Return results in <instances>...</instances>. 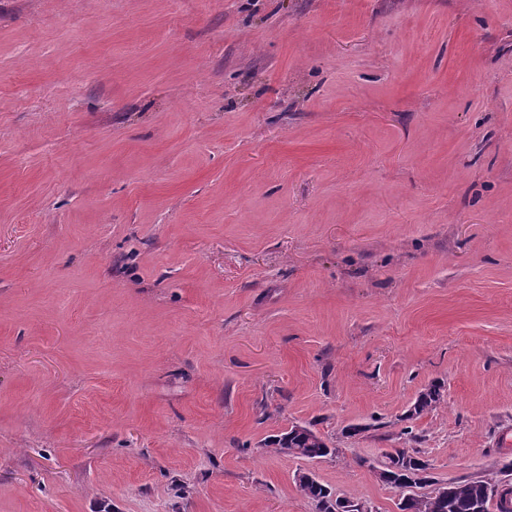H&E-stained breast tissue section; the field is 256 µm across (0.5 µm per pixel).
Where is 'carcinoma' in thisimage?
I'll return each instance as SVG.
<instances>
[{
  "instance_id": "carcinoma-1",
  "label": "carcinoma",
  "mask_w": 512,
  "mask_h": 512,
  "mask_svg": "<svg viewBox=\"0 0 512 512\" xmlns=\"http://www.w3.org/2000/svg\"><path fill=\"white\" fill-rule=\"evenodd\" d=\"M442 400V385L431 384L420 393L409 416H419L434 409ZM278 454L307 460L322 459L336 452L312 430L294 425L264 443ZM382 482L402 492L400 512H512V486L493 477L452 480L439 483L430 475L429 464L414 448H395L385 454ZM297 483L305 496L315 501L319 512H354L358 503L347 498H333L332 492L307 472L298 473ZM433 486L427 494L416 488Z\"/></svg>"
}]
</instances>
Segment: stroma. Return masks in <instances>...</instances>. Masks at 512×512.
<instances>
[{
	"label": "stroma",
	"instance_id": "1",
	"mask_svg": "<svg viewBox=\"0 0 512 512\" xmlns=\"http://www.w3.org/2000/svg\"><path fill=\"white\" fill-rule=\"evenodd\" d=\"M410 446L512 483V0H0V512H399ZM441 383H432L424 392H421L414 402L408 417L419 416L434 409L442 400ZM265 447L278 454L293 455L307 460H318L333 454L334 449L312 430L294 425L285 432L274 436L264 443ZM296 480L300 491L303 492L305 496L317 503L318 510L320 512H338L335 510L336 507H342L343 510L341 512H357L354 511L356 510L354 508L358 506V502L339 497L333 499L332 492L329 490V488L318 482L312 474L307 472H299ZM358 511L375 512L376 510L366 503H361L358 506Z\"/></svg>",
	"mask_w": 512,
	"mask_h": 512
}]
</instances>
